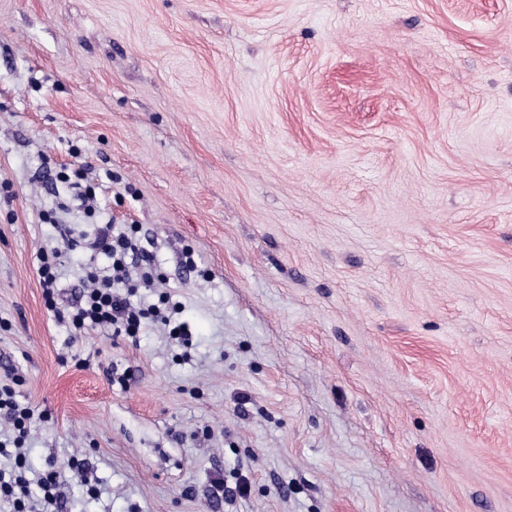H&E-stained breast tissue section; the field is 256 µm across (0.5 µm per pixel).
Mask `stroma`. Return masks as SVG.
<instances>
[{"instance_id": "1", "label": "stroma", "mask_w": 512, "mask_h": 512, "mask_svg": "<svg viewBox=\"0 0 512 512\" xmlns=\"http://www.w3.org/2000/svg\"><path fill=\"white\" fill-rule=\"evenodd\" d=\"M108 224L188 344L48 310ZM8 383L61 512H512V0H0ZM59 251L53 249L51 251L43 250L39 255L38 276L40 284L44 290L47 303L54 316L64 322L65 316L60 309L57 308L54 300L55 288H58L59 280V263L57 262Z\"/></svg>"}]
</instances>
